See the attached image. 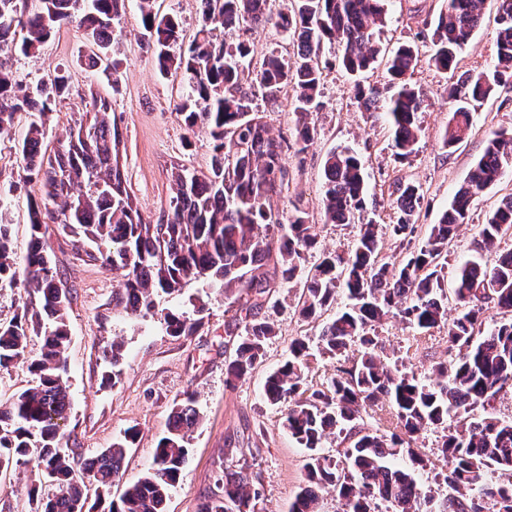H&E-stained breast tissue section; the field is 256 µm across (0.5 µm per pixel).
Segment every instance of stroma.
Here are the masks:
<instances>
[{
    "mask_svg": "<svg viewBox=\"0 0 512 512\" xmlns=\"http://www.w3.org/2000/svg\"><path fill=\"white\" fill-rule=\"evenodd\" d=\"M446 0H389L386 23L375 37L383 46L410 41L421 55L432 47L435 21ZM497 0H485L483 22L459 56L460 72L493 69L496 59ZM118 33L111 48L120 62L117 71L92 72L84 61L93 47L76 28L65 25L35 54L26 56L3 50L19 77L34 81L55 67L71 72V88L47 123L49 148H57L89 108L92 94L112 104L121 133V162L145 218L157 220L177 192L171 178L174 163L203 171L210 161L207 129L187 136L176 107L189 87L182 74H160L143 38L141 16L128 6L115 22ZM338 49L326 48L328 66L323 74L320 107L313 112L319 135L305 152L289 155L287 198H274L282 209L295 204L308 213L317 233V251L344 250L358 234L354 224L323 221V160L337 147L358 152L365 163L369 192L375 205L368 215L376 224H388L393 215V191L397 182H414L425 195L413 245H421L428 226L448 208L455 191L467 179L481 157L491 131H512V88L477 106L473 130L455 148L442 144L452 104L445 73L420 62L412 82L424 93L428 107L419 116L425 136L408 160L396 159L388 126L380 113L364 111L354 98V84L337 64ZM28 114H19L13 128L0 133V191L8 203L0 208V222L10 225L16 256H24L30 241L28 207L43 195L39 183L22 184L18 177L15 145L28 125ZM512 194V170L472 203L470 220L448 246L444 284L453 288L458 264L472 255L478 230L500 200ZM52 263L71 290L68 309L70 344L67 350L66 383L71 395L67 425L77 438L83 456L103 448L134 431L122 477L112 488L120 495L124 487L139 480L153 464V451L166 429L171 407L183 395H191L200 422L190 437L191 454L175 487L168 512H202L211 497L223 494L225 471L247 472L262 492L260 512H288L304 483L308 449L299 447L282 426L279 407L263 396L266 375L288 356L294 338L306 337L315 355L308 368V382L317 386L336 371L334 358L320 354L321 322L301 320L296 305L301 283L272 289L260 317L276 330L265 357L246 381L228 385L226 366L233 357L244 327L238 305L229 303L219 284L190 281L180 294L161 298L160 308L200 317L201 323L188 337L168 336L159 316L130 318L113 296L119 281L98 265L78 259L68 240L52 238ZM414 332L399 320H387L378 330L384 355L417 374H429L432 366L448 357V332L434 328L422 345H415ZM120 345L123 359L116 384L103 382L105 351ZM440 430H424L418 440L432 465L422 472L423 491L445 493L443 477L448 465L439 454ZM36 470L27 465L0 474V512H29L28 491Z\"/></svg>",
    "mask_w": 512,
    "mask_h": 512,
    "instance_id": "stroma-1",
    "label": "stroma"
}]
</instances>
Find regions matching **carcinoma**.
<instances>
[{
  "label": "carcinoma",
  "mask_w": 512,
  "mask_h": 512,
  "mask_svg": "<svg viewBox=\"0 0 512 512\" xmlns=\"http://www.w3.org/2000/svg\"><path fill=\"white\" fill-rule=\"evenodd\" d=\"M127 0H0V47L28 55L38 51L63 25L83 32L96 46L87 66L117 68L110 62L114 21ZM154 0H139L146 43L162 74L182 72L189 93L177 105L187 133L209 129L208 172L172 165L178 186L169 210L157 221L143 217L120 164L121 134L111 118L112 105L93 96L89 123L79 121L69 139L50 155L43 146L44 117L69 91V77L58 69L33 85L20 81L0 62V133L18 114L33 116L17 142L19 180L38 181L41 201L29 207L31 246L21 264L10 262L11 225L0 224V288L22 284L21 312L0 322V370L17 365L32 377L28 388L0 404V472L32 464L38 484L30 490L31 512H166L171 488L189 455L190 433L199 413L187 395L174 402L166 433L159 439L150 471L127 486L119 499L108 496L120 480L127 448L135 434L94 457L73 448L66 422L71 406L66 351L70 288L51 266L49 224L70 237L74 254L119 276L122 292L113 301L128 315L143 317L155 309V296L173 294L203 277L215 278L224 295L238 291L246 313L262 307L274 283L286 287L304 278L299 317L314 320L342 290L344 309L324 324L321 349L339 360L334 376L313 389L306 383L309 344L296 338L288 359L265 381L264 396L285 407L283 427L303 448L319 447L334 435L343 448L338 457L313 454L305 481L290 512H322L320 492L332 487L342 512H502L512 502V420L490 411L491 401L512 387V248L490 263L480 257L464 261L455 276L459 312L448 326V359L429 376L403 372L378 353L375 327L390 316L406 327L428 332L447 322L448 295L441 270L448 244L469 222L475 197L512 169V133L495 131L466 182L455 193L422 245L399 263L384 261L379 225L361 221L368 209L364 163L349 149L326 155L323 216L326 224L360 223L346 250L324 251L304 270L305 255L315 249L317 234L299 208L283 217L271 198L282 194L288 151L300 153L318 129L310 115L318 106L326 62L325 45L341 47L342 67L351 75L384 65V95L375 86L355 85V99L383 114L399 160L415 154L422 140L419 114L422 92L411 83L420 62L418 48L404 43L389 50L374 40V26L384 23L387 0H199L200 24L189 47L174 54L182 26L179 18L154 11ZM484 0H447L433 32L428 65L444 73L457 69L458 57L481 24ZM497 64L488 72H471L448 85L454 104L443 147L460 143L473 127V103L512 87V0H498ZM273 26L296 47L293 64L275 52L253 58L249 40L217 41L213 32H254ZM291 87L297 123L294 142L270 135L256 98L277 103ZM391 234L411 242L417 231L423 193L411 182L397 187ZM58 206L53 212L48 205ZM480 244L493 249L512 237V194L488 216L479 230ZM273 264V270L266 269ZM495 314L487 315L488 310ZM173 337L189 336L197 320L168 311L163 318ZM40 338L36 355L28 352L31 335ZM274 326L255 318L247 322L235 358L227 366L228 382L246 380L265 355ZM386 400L389 433L373 430L364 415ZM455 425H448V418ZM441 427L438 445L448 463V495L422 496L418 471L430 460L414 448L427 428ZM406 457L411 467L396 461ZM261 492L242 471L224 472V496L210 499L202 512H258Z\"/></svg>",
  "instance_id": "1"
}]
</instances>
